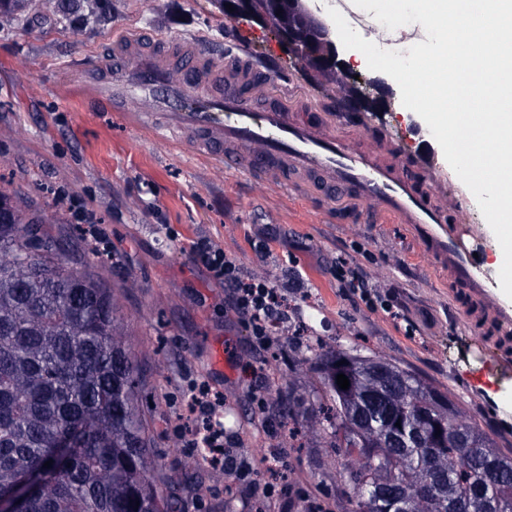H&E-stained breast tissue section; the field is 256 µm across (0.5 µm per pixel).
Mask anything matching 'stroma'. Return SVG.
Returning <instances> with one entry per match:
<instances>
[{
    "instance_id": "35a3bbf8",
    "label": "stroma",
    "mask_w": 512,
    "mask_h": 512,
    "mask_svg": "<svg viewBox=\"0 0 512 512\" xmlns=\"http://www.w3.org/2000/svg\"><path fill=\"white\" fill-rule=\"evenodd\" d=\"M139 31L219 50L250 41L276 49L292 93L322 104L336 90L280 49L266 30L244 18L226 20L216 0H100L98 20L88 23L66 22L58 0H42L28 15L0 23V180L28 195L49 233L85 230L58 199L61 191L84 199L105 229L120 259L107 275L126 284L124 312L137 350L149 357L155 446L175 482L180 512H249L242 485H234L231 502H224L209 492L213 471L184 472L170 452L190 384L205 379L226 394L238 418L234 436L263 448L268 435L248 399L252 375H288L287 347L253 359L247 330L224 309L222 286L190 260V243L202 237L235 256L246 276L275 282L292 271L300 282L292 296L296 321L305 335L400 362L450 393L464 421L512 450V373L494 368L477 346V333L450 319L448 286L432 277L405 225L366 224L353 233L324 223L299 199L263 192L243 174L129 129L121 113L95 110L58 80V69L68 62ZM339 58L351 74L374 83L372 110L380 124L358 127L359 136L377 135L382 126L407 131L440 154L425 121L403 106L392 77L368 69L359 51L340 49ZM265 224L280 228L283 237L263 258L256 242ZM357 243L370 253L365 267L377 286L397 292L399 317L355 307L344 297L331 261L339 255L356 260ZM218 352L220 371L212 364ZM274 428L285 436L279 465L288 476L291 512H307L302 495L308 490L336 502V490L321 482L320 449L308 447L304 436L288 437L282 418H275Z\"/></svg>"
}]
</instances>
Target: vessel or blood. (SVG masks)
<instances>
[{"instance_id": "1", "label": "vessel or blood", "mask_w": 512, "mask_h": 512, "mask_svg": "<svg viewBox=\"0 0 512 512\" xmlns=\"http://www.w3.org/2000/svg\"><path fill=\"white\" fill-rule=\"evenodd\" d=\"M273 56L240 47L207 54L194 43L145 35L110 40L68 75L95 107L119 112L136 99L138 125L216 166L281 190L303 192L335 224H405L448 277L460 324L485 330L498 368H512V300L489 287L480 259L489 225L473 223L423 149L382 133L350 131L367 120L340 96L327 108L288 100Z\"/></svg>"}]
</instances>
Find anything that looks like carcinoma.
Returning <instances> with one entry per match:
<instances>
[{
  "instance_id": "obj_1",
  "label": "carcinoma",
  "mask_w": 512,
  "mask_h": 512,
  "mask_svg": "<svg viewBox=\"0 0 512 512\" xmlns=\"http://www.w3.org/2000/svg\"><path fill=\"white\" fill-rule=\"evenodd\" d=\"M234 7L284 42L320 76L327 54L312 16L293 0H237ZM282 13H277V10ZM23 202L0 192V494L12 496L27 480L41 484L15 501L17 512H179L169 478L154 453L144 409L150 374L131 342L117 302L120 284L104 276L92 241L72 248L64 234L43 235L34 246ZM297 369L316 373L303 390L288 381L276 394L291 431L310 430L314 447L333 463L357 454L359 471H322L344 497L343 512H382L374 498L361 509L363 485L380 472L394 476L410 512H489L495 501L512 512V453L486 432L460 422L448 395L386 358L337 342L288 337ZM350 382L339 388L338 374ZM415 421V448H392L377 428ZM471 450L478 462L458 468ZM52 461L47 468L44 463ZM445 477L429 497H418L433 467Z\"/></svg>"
}]
</instances>
